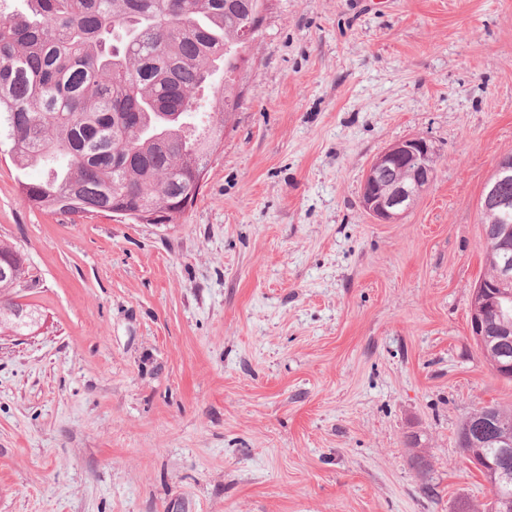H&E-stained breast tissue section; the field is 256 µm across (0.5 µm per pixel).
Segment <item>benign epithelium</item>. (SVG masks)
I'll use <instances>...</instances> for the list:
<instances>
[{"label": "benign epithelium", "mask_w": 512, "mask_h": 512, "mask_svg": "<svg viewBox=\"0 0 512 512\" xmlns=\"http://www.w3.org/2000/svg\"><path fill=\"white\" fill-rule=\"evenodd\" d=\"M436 154L423 137L392 144L368 166L362 184V207L380 224H393L412 208L422 189L435 176ZM512 177V155L500 157L489 183ZM113 215L139 222L156 223L162 213L146 208H112Z\"/></svg>", "instance_id": "7a95c632"}]
</instances>
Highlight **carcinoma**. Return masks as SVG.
Returning a JSON list of instances; mask_svg holds the SVG:
<instances>
[{"label":"carcinoma","instance_id":"carcinoma-1","mask_svg":"<svg viewBox=\"0 0 512 512\" xmlns=\"http://www.w3.org/2000/svg\"><path fill=\"white\" fill-rule=\"evenodd\" d=\"M259 0H0V145L18 170L28 204L70 216L112 214V202L168 211L207 168L224 138L235 93L241 31ZM483 230L497 236L512 212L481 208ZM0 334L38 323L18 301L13 279L29 273L16 247L0 240ZM493 323H512V284L499 291ZM490 365L512 361V334L488 336ZM512 410L484 406L461 425L459 447L494 483L482 512H512V452L499 436Z\"/></svg>","mask_w":512,"mask_h":512}]
</instances>
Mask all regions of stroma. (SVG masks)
Segmentation results:
<instances>
[{
    "mask_svg": "<svg viewBox=\"0 0 512 512\" xmlns=\"http://www.w3.org/2000/svg\"><path fill=\"white\" fill-rule=\"evenodd\" d=\"M243 103L176 224L30 208L0 153L25 336L0 335V512H470L479 202L512 153V0H270ZM439 156L397 223L378 153ZM436 154L423 137L392 144L368 166L362 184V207L380 224L397 223L435 176ZM400 168L395 180L392 174Z\"/></svg>",
    "mask_w": 512,
    "mask_h": 512,
    "instance_id": "1",
    "label": "stroma"
}]
</instances>
